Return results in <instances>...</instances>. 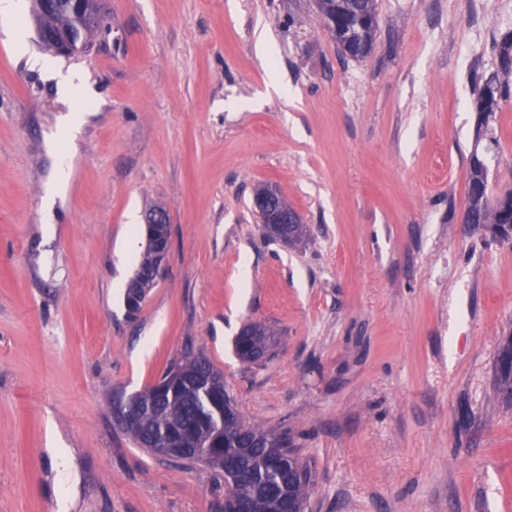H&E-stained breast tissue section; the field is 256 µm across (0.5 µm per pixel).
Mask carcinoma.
<instances>
[{
  "instance_id": "carcinoma-1",
  "label": "carcinoma",
  "mask_w": 512,
  "mask_h": 512,
  "mask_svg": "<svg viewBox=\"0 0 512 512\" xmlns=\"http://www.w3.org/2000/svg\"><path fill=\"white\" fill-rule=\"evenodd\" d=\"M72 0H35L34 18L44 31L42 42L50 50L66 35L72 46L64 54L86 52L96 32L93 24L71 11ZM320 13L334 20L329 31L338 51L359 60L373 45L374 0H317ZM471 82L476 95L482 125L489 124L501 102L512 97V34L497 43L496 70L489 74L475 72ZM468 207L472 223L495 240L500 224L512 223V210L501 201H512V191L492 201L488 195V170L482 157L473 153L469 159ZM274 340L271 328L250 324L242 327L234 340V351L243 363L264 359ZM512 337L498 348L496 394L512 402ZM232 400L224 389L221 375L203 356L186 355L171 365L150 387L130 395L121 410L135 415V426L127 429L141 448L154 452L166 448L175 439L194 447L199 440L213 438L218 447L233 453L235 472L224 480L229 489L252 498L255 512H277V502L265 493L273 487L291 495L301 509L308 508L313 483L310 465L298 454L288 431L245 425L240 415L230 412Z\"/></svg>"
}]
</instances>
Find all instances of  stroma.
Segmentation results:
<instances>
[{
  "instance_id": "stroma-1",
  "label": "stroma",
  "mask_w": 512,
  "mask_h": 512,
  "mask_svg": "<svg viewBox=\"0 0 512 512\" xmlns=\"http://www.w3.org/2000/svg\"><path fill=\"white\" fill-rule=\"evenodd\" d=\"M33 9L0 21V512H224L223 472L152 455L114 415L188 351L244 422L288 430L307 512H512V246L462 223L472 153L490 197L512 189V98L488 141L470 80L512 0L476 30L469 0H376L361 60L315 0H103L74 55ZM265 182L302 243L264 236ZM157 205L168 271L132 319ZM250 321L277 344L246 366ZM263 188H266V190L262 194H253L252 203L258 213H264L266 216L264 224H269V227L274 224H296L295 228L291 231V235L296 242L302 241L307 235V228L305 224H302L299 212L288 204L283 196L274 188L273 184H268ZM274 193L280 200V203L277 205L273 204ZM264 224L260 226L264 233H266L267 229L264 228ZM266 236L274 241L281 240L280 232L276 229L268 230ZM512 358V337H507L498 348L497 354V383L496 394L506 402H512V371L506 367V364Z\"/></svg>"
}]
</instances>
